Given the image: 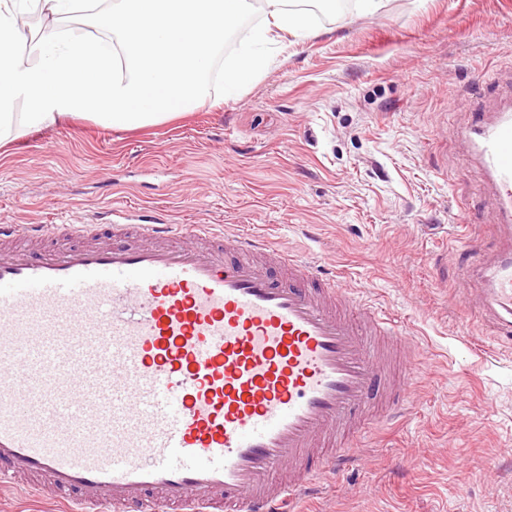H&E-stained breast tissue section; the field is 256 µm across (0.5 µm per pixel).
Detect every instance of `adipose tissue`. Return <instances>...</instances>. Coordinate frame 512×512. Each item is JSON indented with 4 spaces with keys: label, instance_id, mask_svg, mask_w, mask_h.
<instances>
[{
    "label": "adipose tissue",
    "instance_id": "adipose-tissue-1",
    "mask_svg": "<svg viewBox=\"0 0 512 512\" xmlns=\"http://www.w3.org/2000/svg\"><path fill=\"white\" fill-rule=\"evenodd\" d=\"M312 0H0V146L15 127L37 128L68 116L115 130L168 120L210 98L216 56L253 9L266 25L224 69L231 97L266 67L260 46L270 28L303 36ZM46 11L55 24L22 39L18 17ZM97 18L98 34L68 20ZM23 112H15V103Z\"/></svg>",
    "mask_w": 512,
    "mask_h": 512
}]
</instances>
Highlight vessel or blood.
Instances as JSON below:
<instances>
[{"label": "vessel or blood", "instance_id": "b4317fda", "mask_svg": "<svg viewBox=\"0 0 512 512\" xmlns=\"http://www.w3.org/2000/svg\"><path fill=\"white\" fill-rule=\"evenodd\" d=\"M512 232V107L465 135ZM72 240L63 252L45 249ZM480 316L512 341V243ZM408 334L336 276L211 224L0 225V490L84 512H280L403 418Z\"/></svg>", "mask_w": 512, "mask_h": 512}]
</instances>
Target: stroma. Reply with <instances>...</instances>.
Returning a JSON list of instances; mask_svg holds the SVG:
<instances>
[{"label": "stroma", "mask_w": 512, "mask_h": 512, "mask_svg": "<svg viewBox=\"0 0 512 512\" xmlns=\"http://www.w3.org/2000/svg\"><path fill=\"white\" fill-rule=\"evenodd\" d=\"M273 31L249 85L132 131L91 119L0 149V224L147 223L266 234L386 310L423 365L411 410L296 512H512V346L468 302L466 270L502 239L463 137L512 105V0H356ZM474 224L470 255L456 235Z\"/></svg>", "instance_id": "35a3bbf8"}]
</instances>
